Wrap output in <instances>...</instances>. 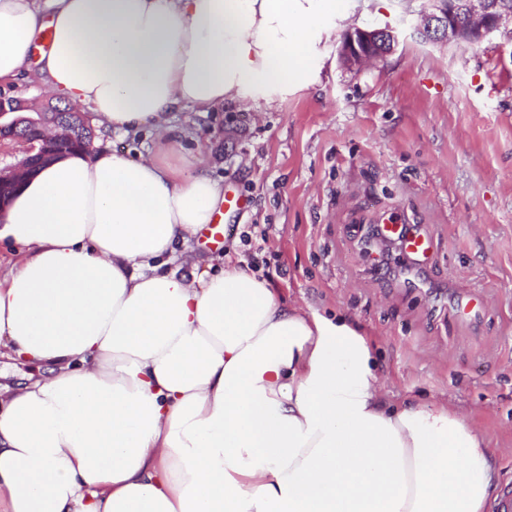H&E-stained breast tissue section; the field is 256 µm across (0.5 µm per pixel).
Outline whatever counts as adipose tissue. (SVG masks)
<instances>
[{
    "instance_id": "adipose-tissue-1",
    "label": "adipose tissue",
    "mask_w": 512,
    "mask_h": 512,
    "mask_svg": "<svg viewBox=\"0 0 512 512\" xmlns=\"http://www.w3.org/2000/svg\"><path fill=\"white\" fill-rule=\"evenodd\" d=\"M350 0H0V84L34 71L119 137L29 178L0 216V512H492L499 449L447 399L394 398L346 317L232 263L176 261L224 187L166 161L171 115L313 84ZM0 370L2 387L5 384L17 386L18 384L27 383L31 377L37 378L41 375H47L45 367L38 370L37 366L32 365L28 361L20 358L0 357Z\"/></svg>"
}]
</instances>
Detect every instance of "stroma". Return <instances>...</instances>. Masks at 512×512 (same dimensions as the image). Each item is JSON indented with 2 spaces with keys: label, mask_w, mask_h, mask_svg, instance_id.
Wrapping results in <instances>:
<instances>
[{
  "label": "stroma",
  "mask_w": 512,
  "mask_h": 512,
  "mask_svg": "<svg viewBox=\"0 0 512 512\" xmlns=\"http://www.w3.org/2000/svg\"><path fill=\"white\" fill-rule=\"evenodd\" d=\"M431 0H354L326 25L313 85L267 106L183 111L191 131L167 157L206 156L248 207L226 217L224 246L194 243L269 282L287 303L344 314L369 336L396 396L458 404L501 449L512 485V31L478 44L414 30ZM357 26L393 27L392 53L345 69L338 47ZM393 212L433 236L423 288L379 275L364 232ZM479 318L455 315L465 295Z\"/></svg>",
  "instance_id": "35a3bbf8"
}]
</instances>
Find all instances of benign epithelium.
Returning <instances> with one entry per match:
<instances>
[{
    "label": "benign epithelium",
    "mask_w": 512,
    "mask_h": 512,
    "mask_svg": "<svg viewBox=\"0 0 512 512\" xmlns=\"http://www.w3.org/2000/svg\"><path fill=\"white\" fill-rule=\"evenodd\" d=\"M435 11L421 15L419 33L427 40L451 43H476L512 23V12L499 6V0H437ZM398 43V33L392 28L357 27L348 32L339 47L341 63L350 70H360L365 64L390 54ZM29 106L18 98L0 97V118ZM26 134L27 148L12 165L0 168V210L4 202L20 187L18 176H28L39 166L63 155L55 138L44 133L46 127L58 123V118L41 111Z\"/></svg>",
    "instance_id": "obj_1"
}]
</instances>
